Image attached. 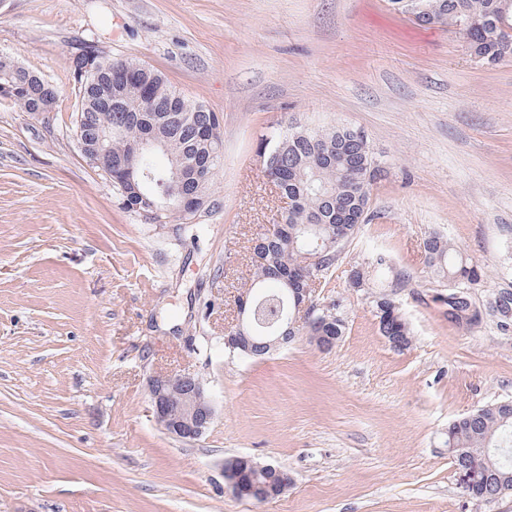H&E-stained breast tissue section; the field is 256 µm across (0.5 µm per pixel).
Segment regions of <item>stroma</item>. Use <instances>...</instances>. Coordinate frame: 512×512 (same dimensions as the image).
<instances>
[{"label": "stroma", "instance_id": "1", "mask_svg": "<svg viewBox=\"0 0 512 512\" xmlns=\"http://www.w3.org/2000/svg\"><path fill=\"white\" fill-rule=\"evenodd\" d=\"M84 43L160 70L216 112L219 207L196 233L147 224L77 147L70 65ZM57 90L48 112L0 98V512H512L470 498L448 425L512 400V331L449 322L424 259L431 234L476 266L486 303L512 287V58L389 0H0V55ZM363 133L385 175L369 221L316 303L346 333L271 354L224 350L251 243L283 204L260 154L274 128ZM387 255L405 287L349 273ZM389 295L409 348L378 331ZM199 375L215 417L183 442L148 382ZM243 456L292 482L259 504L224 483Z\"/></svg>", "mask_w": 512, "mask_h": 512}]
</instances>
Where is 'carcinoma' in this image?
Instances as JSON below:
<instances>
[{"mask_svg":"<svg viewBox=\"0 0 512 512\" xmlns=\"http://www.w3.org/2000/svg\"><path fill=\"white\" fill-rule=\"evenodd\" d=\"M425 13L418 24L438 21L457 27L466 36L470 48L478 57L496 62L512 57V0H422ZM101 55L89 45L72 58L71 76L82 103L77 117L86 136L96 137L102 120L112 116V137L106 141L112 154V191L121 208L139 214L138 207L157 200L167 191L173 164L195 161L213 170L222 159L220 120L205 104L192 101L177 92L164 74L145 68L140 62L114 60L112 65L132 73L131 80L112 97V111H107L101 99L88 90L89 72L77 68L87 54ZM6 91L0 97L10 99L24 112H48L56 102L57 93L46 96L50 83L34 71L11 61H0V86ZM174 109L183 116L179 132L160 140L139 161L140 194L126 199L118 182L127 181L121 161L128 158L137 142L149 131L161 127L160 115ZM276 153L271 166H262L265 177L280 179L282 195L288 198V211L274 224L273 233L263 235V262L253 263V289H281L279 302H269L259 310L260 322L254 324V335H260L263 325L277 324L292 317L297 304L304 301L302 289L310 287L304 252L317 248L325 252L326 263L320 278L332 276L344 245L366 223L371 188L382 179V169L376 164L365 136L334 126L321 130L287 128L279 131L267 143L266 154ZM214 178L197 188L191 186L190 198L174 196L168 200L163 223L183 224L199 231L202 224L193 221L192 208L197 198H207V210L216 209L213 198ZM426 266L438 280L458 282L459 287L435 300L448 306V320L478 325L482 318L470 313L471 296L467 291L477 283L480 274L454 252L442 236H431L424 243ZM371 267L380 280L392 279L400 287L407 282L406 273L393 272L386 256L377 253ZM332 311L316 310L306 317L298 333L306 336H332L340 341L346 332V320L341 305L331 302ZM498 307L497 326L512 327V289L494 293L489 307ZM376 317L380 334H388L394 349H405L411 343L409 327L394 301L381 296L376 301ZM446 446L456 470L480 465L471 487L465 489L472 497L512 496V401L486 405L448 426Z\"/></svg>","mask_w":512,"mask_h":512,"instance_id":"obj_1","label":"carcinoma"}]
</instances>
